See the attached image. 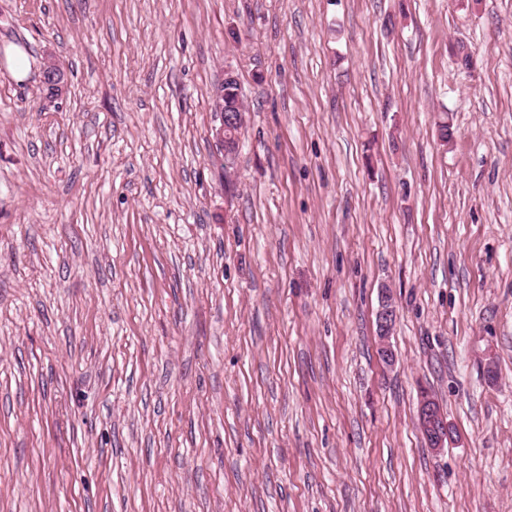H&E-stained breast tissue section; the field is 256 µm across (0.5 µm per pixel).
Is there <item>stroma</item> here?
I'll return each instance as SVG.
<instances>
[{
    "label": "stroma",
    "instance_id": "obj_1",
    "mask_svg": "<svg viewBox=\"0 0 512 512\" xmlns=\"http://www.w3.org/2000/svg\"><path fill=\"white\" fill-rule=\"evenodd\" d=\"M0 512H512V0H0ZM236 81L238 80L234 71L232 69H226L224 71V81L214 105V112H219L220 116V125L215 127L214 133L216 139L222 146L224 145L225 156H232L238 150V140L235 136L231 135V133L234 132L235 127H239V125L242 124L243 112H245L244 108L239 107L238 104H234L231 107L225 105L227 101L235 103L240 97L239 83L225 85L235 83ZM225 131L228 132L226 135ZM390 295L385 293L382 297L379 310L376 315L377 335L379 338L378 354L386 365L395 362V353L389 343V337L396 321L397 313ZM420 429L430 448H447L451 437L448 418L439 403L427 392H422L418 404Z\"/></svg>",
    "mask_w": 512,
    "mask_h": 512
}]
</instances>
